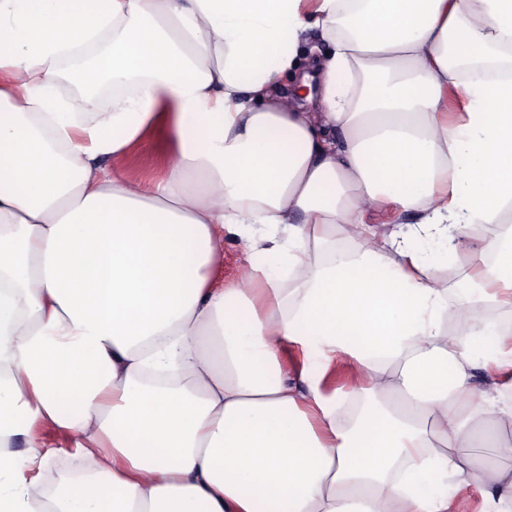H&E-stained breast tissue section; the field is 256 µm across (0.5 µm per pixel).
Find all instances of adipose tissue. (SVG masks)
<instances>
[{
    "instance_id": "1",
    "label": "adipose tissue",
    "mask_w": 512,
    "mask_h": 512,
    "mask_svg": "<svg viewBox=\"0 0 512 512\" xmlns=\"http://www.w3.org/2000/svg\"><path fill=\"white\" fill-rule=\"evenodd\" d=\"M310 30L317 112L278 92ZM149 132L134 184L106 161ZM511 210L512 0H0V512H512L469 454L512 458L477 311L512 307V227L474 233ZM228 236L287 277L218 283ZM433 241L494 261L453 300ZM291 346L354 363L355 418ZM44 425L80 464L38 496ZM166 157L154 139L146 137L129 151L109 161V165L127 180L141 183L162 175Z\"/></svg>"
}]
</instances>
